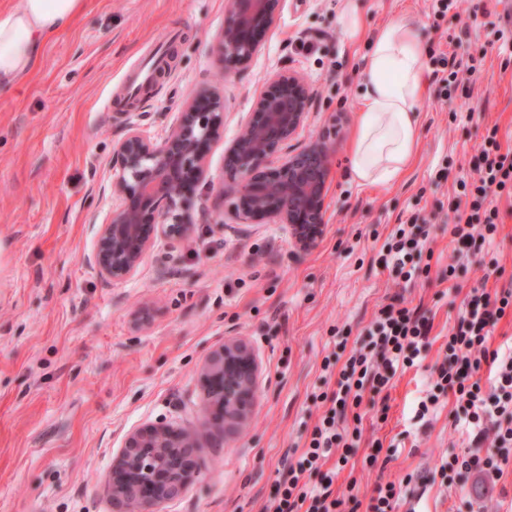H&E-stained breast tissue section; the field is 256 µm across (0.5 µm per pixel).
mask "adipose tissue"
<instances>
[{
	"label": "adipose tissue",
	"instance_id": "ef3b65f1",
	"mask_svg": "<svg viewBox=\"0 0 512 512\" xmlns=\"http://www.w3.org/2000/svg\"><path fill=\"white\" fill-rule=\"evenodd\" d=\"M86 0H14L0 13V98L37 65L43 47L68 28ZM426 55L417 28L401 19L384 27L364 59L360 122L351 173L361 184L394 182L412 161L420 134L416 111Z\"/></svg>",
	"mask_w": 512,
	"mask_h": 512
}]
</instances>
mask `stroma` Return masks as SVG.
I'll return each instance as SVG.
<instances>
[{"mask_svg": "<svg viewBox=\"0 0 512 512\" xmlns=\"http://www.w3.org/2000/svg\"><path fill=\"white\" fill-rule=\"evenodd\" d=\"M430 6L283 0L258 55L231 74L217 51L227 0H86L84 13L44 46L17 94L0 100V512H112L106 478L131 430L207 424L198 373L227 339L247 342L259 363L251 426L236 439L197 448L199 475L159 512H268L326 409L315 396L326 389L322 360L335 346L331 329L348 328L347 342L355 344L397 292L432 310L430 346L393 378L386 420L362 406L365 442L394 446L392 460L367 465L364 442L337 486L353 476L367 496L377 482L410 474L416 512H512V466L488 483L469 477L461 490L434 482L442 457L465 449L452 427L454 398L415 418L464 294L512 282L506 199L498 203L499 231L484 248L501 274L483 276L472 262L452 283L436 278L453 248L445 218L457 178L471 172L487 128L498 127L502 146L512 148V66L485 37L486 25L504 13L502 0H467L444 34ZM403 17L415 19L426 49L462 44L484 57V70L472 98L451 107L426 89L411 167L394 183L360 185L350 157L362 57L381 29ZM162 39L171 70L134 105L135 122L160 139L191 95L223 92L228 110L208 157L212 178H220L225 146L272 75L299 74L310 88L298 144L340 120L316 248L299 252L285 225L264 219L225 223L212 192L208 219L183 241L158 239L125 281L103 283L84 264L95 225L118 206L112 153L128 119L109 104ZM454 108L474 111V120L453 121ZM418 210L429 219L433 276L414 284L379 258L400 219ZM452 285L458 292L451 296Z\"/></svg>", "mask_w": 512, "mask_h": 512, "instance_id": "stroma-1", "label": "stroma"}]
</instances>
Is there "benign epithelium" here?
Instances as JSON below:
<instances>
[{"mask_svg": "<svg viewBox=\"0 0 512 512\" xmlns=\"http://www.w3.org/2000/svg\"><path fill=\"white\" fill-rule=\"evenodd\" d=\"M281 0H229L218 51L224 69L247 65L260 51ZM311 105V94L296 75H276L272 89L260 94L241 133L224 153L218 190L232 224L266 218L284 224L299 249H314L324 231V200L331 159L326 142L295 148ZM226 102L216 91L184 104L160 140L145 137L129 123L113 152V192L120 206L98 227L86 262L106 282L131 276L159 238L179 240L206 213L193 209L188 193L209 184L208 152L224 124ZM286 157L278 164L281 151ZM259 363L242 340L224 341L208 355L199 376L210 427L224 440L248 424L258 387ZM199 436L170 425L131 431L112 465L109 488L113 512H158L180 495L199 472Z\"/></svg>", "mask_w": 512, "mask_h": 512, "instance_id": "obj_1", "label": "benign epithelium"}]
</instances>
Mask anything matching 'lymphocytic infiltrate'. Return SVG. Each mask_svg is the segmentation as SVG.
<instances>
[{
  "mask_svg": "<svg viewBox=\"0 0 512 512\" xmlns=\"http://www.w3.org/2000/svg\"><path fill=\"white\" fill-rule=\"evenodd\" d=\"M429 65L438 100L448 102L472 97L484 61L442 51L431 54ZM498 133V127L488 129L473 177L460 178L457 183L450 203L454 249L441 281L452 280L470 252L494 240L500 214L494 197L512 200V149H503ZM428 237L426 218L412 213L390 235L381 257L383 265L392 267L407 283L428 278L431 265L423 260ZM510 314L511 287L494 293L483 287L472 289L441 347L443 358L433 367L415 416L425 419L442 398L455 396L461 413L454 423L465 428L472 450L442 460L440 474L498 478L512 462V347L489 345L492 330ZM432 328L428 311L398 294L363 329L360 346L351 350L347 360L334 353L324 357L323 371L336 377L334 389L319 396L328 409L310 431L298 460L289 464L288 478L280 483L273 500V512H396L411 476L377 484L364 503L357 478H349L346 492H336L335 475L324 466L331 460L341 467L347 464L349 449L362 436L360 407L365 394L380 395L398 369L413 367L430 344ZM484 369L489 372L485 379L480 376ZM317 470L322 473L320 480L310 483L308 473Z\"/></svg>",
  "mask_w": 512,
  "mask_h": 512,
  "instance_id": "1",
  "label": "lymphocytic infiltrate"
}]
</instances>
